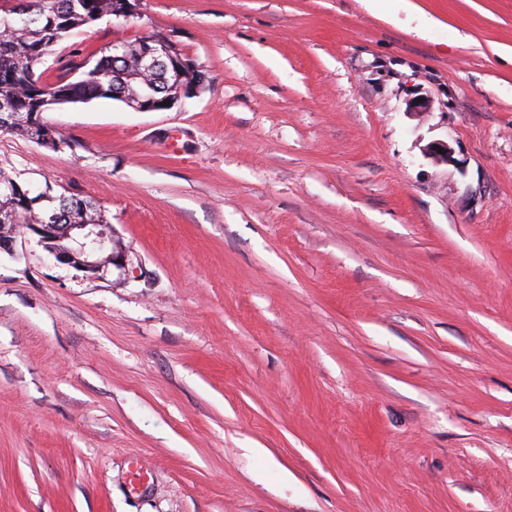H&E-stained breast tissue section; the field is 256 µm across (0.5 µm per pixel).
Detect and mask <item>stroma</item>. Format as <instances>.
I'll return each mask as SVG.
<instances>
[{
	"mask_svg": "<svg viewBox=\"0 0 512 512\" xmlns=\"http://www.w3.org/2000/svg\"><path fill=\"white\" fill-rule=\"evenodd\" d=\"M140 11L79 40L173 35L192 97L0 131L128 257L0 255V512H512V0Z\"/></svg>",
	"mask_w": 512,
	"mask_h": 512,
	"instance_id": "obj_1",
	"label": "stroma"
}]
</instances>
